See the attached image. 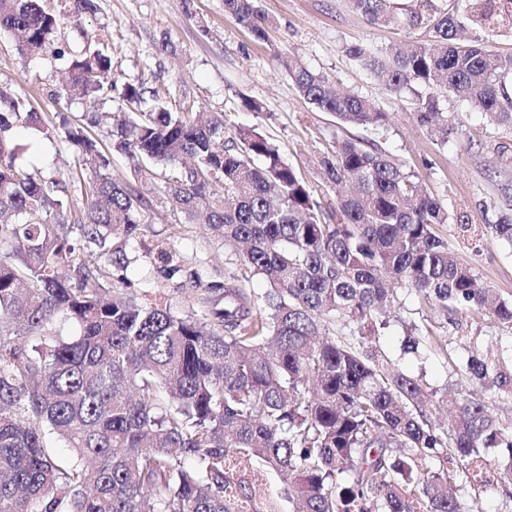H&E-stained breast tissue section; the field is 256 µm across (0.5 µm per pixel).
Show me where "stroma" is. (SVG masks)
Listing matches in <instances>:
<instances>
[{"mask_svg": "<svg viewBox=\"0 0 512 512\" xmlns=\"http://www.w3.org/2000/svg\"><path fill=\"white\" fill-rule=\"evenodd\" d=\"M94 12L78 20H63L58 35L82 44L84 36L108 31L117 85L142 81L163 92L171 111L187 104L224 117L226 138L237 128L251 126L266 135L292 165L299 168L327 213L336 210V192L326 183L318 160L333 151L337 140L352 137L379 141L402 159L446 207L448 222L439 229L450 254L468 264L479 283L496 297L512 301V245L492 236L462 235L460 223H497L503 214L501 187L512 184V127L493 123L466 103L443 101L445 112L458 117L460 133L447 141L430 136L407 103L376 86L347 53L364 44L383 48L408 37L394 24L372 25L354 12L347 0H260L270 21L268 40L257 43L224 10V0H94ZM295 54L311 70L324 74L336 87L379 101L388 112L385 133L371 128L338 124L334 115L319 111L301 97L283 63ZM63 80L62 73L41 62L23 68L10 37L0 34V84L24 93L38 112L54 117L58 110L50 96ZM252 99L261 111L244 108ZM19 163L67 176L77 159L75 146L65 135L45 139L27 125L15 131ZM114 181L151 200L141 214L142 226L128 249V275L137 291L162 298L176 314L199 308L197 280H238L248 290L266 287L262 275L245 267L237 253L204 225L189 220L165 203L154 180L134 170L127 157L112 156ZM177 257L180 271L167 276L164 257ZM425 322L434 336L448 343V356L437 354L427 342L407 351L411 324ZM512 340V327L482 313L451 318L422 307L408 290H398L384 318V326L369 343L376 354L390 358L414 376L431 394L435 423L447 426L450 395L470 387L466 364ZM489 467L480 489L460 491L469 512H512V486L500 480L501 465L512 458L505 447L485 449Z\"/></svg>", "mask_w": 512, "mask_h": 512, "instance_id": "stroma-1", "label": "stroma"}]
</instances>
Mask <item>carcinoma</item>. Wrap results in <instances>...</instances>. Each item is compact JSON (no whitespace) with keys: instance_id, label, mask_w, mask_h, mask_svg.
<instances>
[{"instance_id":"carcinoma-1","label":"carcinoma","mask_w":512,"mask_h":512,"mask_svg":"<svg viewBox=\"0 0 512 512\" xmlns=\"http://www.w3.org/2000/svg\"><path fill=\"white\" fill-rule=\"evenodd\" d=\"M370 24L420 29L352 56L374 81L407 100L420 126L451 134L440 107L456 97L512 125V55L458 32L512 29L502 0H348ZM94 0H64L81 15ZM253 39L268 17L256 0H224ZM59 15L42 0H0V32L24 58L65 65L56 103L112 101V59L58 38ZM304 99L338 122L384 131L387 113L358 93L288 59ZM122 98L101 138L54 124L31 100L0 88V512H467L464 484L484 473L481 449H512V433L487 415L483 395L512 396V355L473 359L476 389L456 395L444 429L413 377L365 347L401 284L424 307L452 316L486 311L512 325V301H495L471 267L448 254L438 227L448 211L402 161L375 142L344 139L319 158L336 193V223L301 172L253 127L224 145V117L172 112L144 83ZM46 138L56 127L79 146L69 174L88 182L87 207L68 210L66 181L17 162L14 128ZM151 165L166 202L208 225L262 275L255 294L209 281L202 315H175L130 287L127 246L149 200L112 181V152ZM512 245V219L488 225ZM338 320L354 339L321 336ZM80 332L61 336L57 321ZM72 448L60 459L52 441ZM277 478L282 491L274 494Z\"/></svg>"}]
</instances>
